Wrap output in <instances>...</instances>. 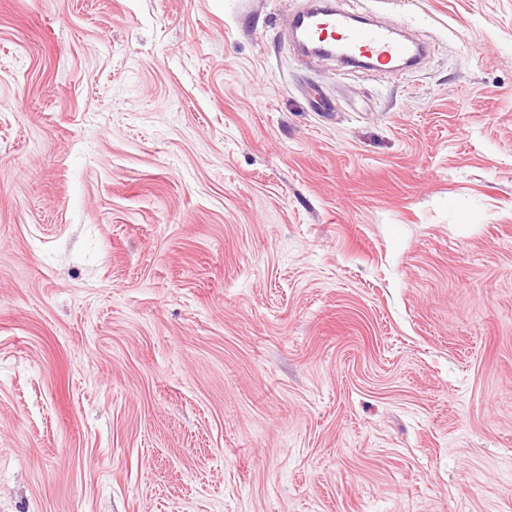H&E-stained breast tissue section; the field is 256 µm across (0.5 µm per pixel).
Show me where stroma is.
Instances as JSON below:
<instances>
[{
	"label": "stroma",
	"mask_w": 512,
	"mask_h": 512,
	"mask_svg": "<svg viewBox=\"0 0 512 512\" xmlns=\"http://www.w3.org/2000/svg\"><path fill=\"white\" fill-rule=\"evenodd\" d=\"M0 0V512H512V0ZM291 26L299 41L312 50L317 45H339L352 57L375 60L381 65L413 51L411 45L394 42L389 28L354 25L352 18L333 7L318 6L298 13Z\"/></svg>",
	"instance_id": "obj_1"
}]
</instances>
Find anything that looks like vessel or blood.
I'll list each match as a JSON object with an SVG mask.
<instances>
[{
  "label": "vessel or blood",
  "mask_w": 512,
  "mask_h": 512,
  "mask_svg": "<svg viewBox=\"0 0 512 512\" xmlns=\"http://www.w3.org/2000/svg\"><path fill=\"white\" fill-rule=\"evenodd\" d=\"M291 26L307 47L338 45L348 55L379 64L409 56L411 45L394 42L389 28L357 26L351 18L332 7H316L293 16Z\"/></svg>",
  "instance_id": "vessel-or-blood-1"
}]
</instances>
